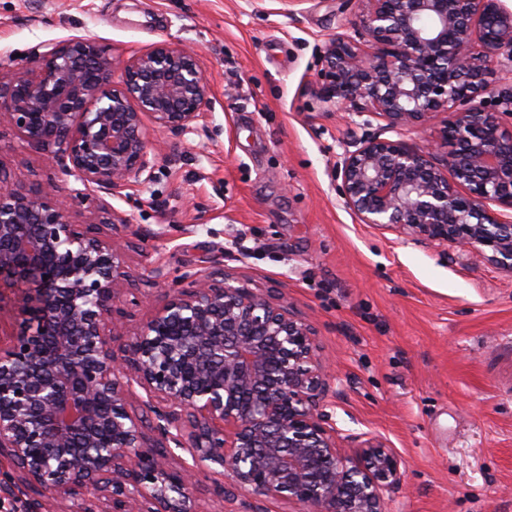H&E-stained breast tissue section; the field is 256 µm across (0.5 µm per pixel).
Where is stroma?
<instances>
[{
	"mask_svg": "<svg viewBox=\"0 0 512 512\" xmlns=\"http://www.w3.org/2000/svg\"><path fill=\"white\" fill-rule=\"evenodd\" d=\"M350 0H0V71L34 46L89 37L115 62L160 43L195 49L210 85L205 120L186 134L144 125L154 179L99 206L125 244L131 337L165 288L151 274L191 265L284 294L316 331L331 377L336 443L376 438L408 465L390 512H512V273L477 251L436 249L362 224L332 180L343 143L362 136L346 110L312 94L318 49L352 31ZM0 171L67 194L41 152L0 127ZM199 476L200 512H286L243 493L222 500Z\"/></svg>",
	"mask_w": 512,
	"mask_h": 512,
	"instance_id": "35a3bbf8",
	"label": "stroma"
}]
</instances>
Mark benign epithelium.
<instances>
[{
  "mask_svg": "<svg viewBox=\"0 0 512 512\" xmlns=\"http://www.w3.org/2000/svg\"><path fill=\"white\" fill-rule=\"evenodd\" d=\"M355 36L320 47L314 92L376 131L348 142L333 177L362 224L437 248L476 249L512 273V6L507 0H353ZM35 66L0 75V124L79 187L68 197L0 174V288L21 293L0 345V458L67 512H197L195 476L221 468L228 500L250 492L299 512H388L407 465L381 442L336 446L315 331L284 298L187 266L151 319L115 347L123 247L79 231L70 204L154 178L143 117L182 134L206 116L196 54L160 43L124 61L87 38L41 42ZM440 122L426 147L403 139ZM396 137L389 138L387 134ZM135 382L154 414L128 408ZM190 454L165 461L166 443Z\"/></svg>",
  "mask_w": 512,
  "mask_h": 512,
  "instance_id": "7a95c632",
  "label": "benign epithelium"
}]
</instances>
